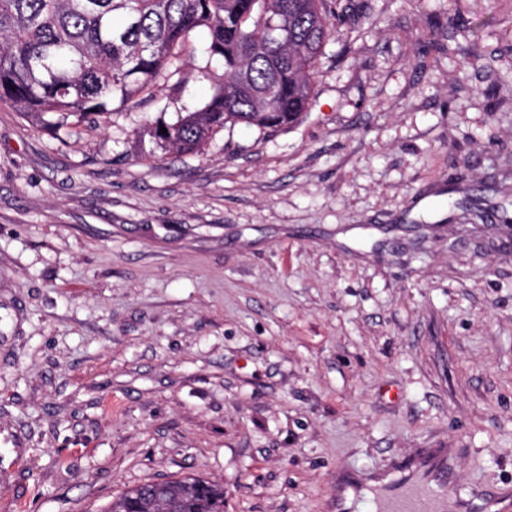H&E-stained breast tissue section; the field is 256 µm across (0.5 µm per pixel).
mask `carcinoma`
Returning a JSON list of instances; mask_svg holds the SVG:
<instances>
[{
	"label": "carcinoma",
	"instance_id": "obj_1",
	"mask_svg": "<svg viewBox=\"0 0 512 512\" xmlns=\"http://www.w3.org/2000/svg\"><path fill=\"white\" fill-rule=\"evenodd\" d=\"M339 9V0H0V103L61 140L88 117L133 111L175 76L182 90L181 56L203 28L224 74L196 69L213 83L210 100L156 123L157 144L193 152L229 123L289 127L314 96ZM108 512H224V489L194 477L149 482Z\"/></svg>",
	"mask_w": 512,
	"mask_h": 512
}]
</instances>
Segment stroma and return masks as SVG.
<instances>
[{
	"label": "stroma",
	"instance_id": "stroma-1",
	"mask_svg": "<svg viewBox=\"0 0 512 512\" xmlns=\"http://www.w3.org/2000/svg\"><path fill=\"white\" fill-rule=\"evenodd\" d=\"M341 10L290 128L159 147L207 81L63 142L0 105V512H340L435 448L512 491V0ZM106 512H224V488L194 477L149 482L113 499Z\"/></svg>",
	"mask_w": 512,
	"mask_h": 512
}]
</instances>
